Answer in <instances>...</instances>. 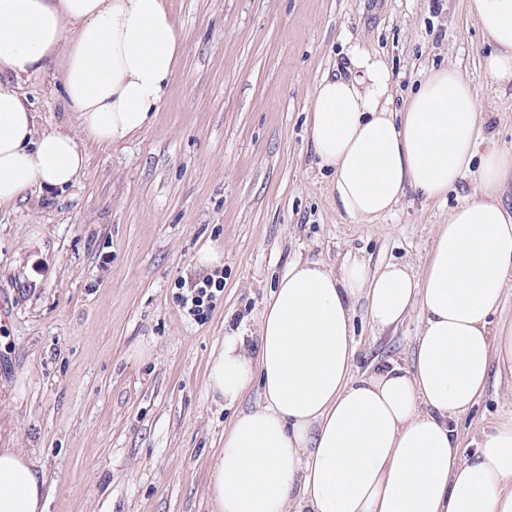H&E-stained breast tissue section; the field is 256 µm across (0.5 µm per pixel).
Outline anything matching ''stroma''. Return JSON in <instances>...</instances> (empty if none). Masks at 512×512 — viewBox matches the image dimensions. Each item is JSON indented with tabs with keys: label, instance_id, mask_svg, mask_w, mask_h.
I'll return each instance as SVG.
<instances>
[{
	"label": "stroma",
	"instance_id": "35a3bbf8",
	"mask_svg": "<svg viewBox=\"0 0 512 512\" xmlns=\"http://www.w3.org/2000/svg\"><path fill=\"white\" fill-rule=\"evenodd\" d=\"M166 4L182 52L155 121L122 143L86 142L72 186L0 206V448L44 474L48 512H216L212 460L234 411L212 401L206 378L225 316L254 324L299 259L420 265L471 194L468 177L439 200L411 193L368 224L337 206L306 121L344 39L379 53L399 107L432 69L457 65L512 150V90L490 87L466 0ZM20 91L37 133L78 132L57 70ZM206 244L224 254V290L200 323L180 286L206 277L193 263ZM354 310L356 372L409 364L420 311L381 334L365 300ZM510 412L512 375L492 371L456 421L464 453Z\"/></svg>",
	"mask_w": 512,
	"mask_h": 512
}]
</instances>
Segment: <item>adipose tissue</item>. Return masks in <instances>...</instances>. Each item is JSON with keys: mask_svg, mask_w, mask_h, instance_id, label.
<instances>
[{"mask_svg": "<svg viewBox=\"0 0 512 512\" xmlns=\"http://www.w3.org/2000/svg\"><path fill=\"white\" fill-rule=\"evenodd\" d=\"M467 8L494 46L486 78L512 86V0ZM181 50L165 0H0V205L70 185L84 142L117 144L151 123ZM343 53L345 73L314 87L308 127L342 211L367 223L408 192L439 199L467 175L474 192L439 228L422 270L298 261L255 329L225 333L208 394L232 406L256 383L262 402L224 434L212 468L217 512H512V415L467 459L452 425L491 366L512 373V332L490 320L512 288V208L502 200L512 152L484 133L480 94L456 68L432 71L397 111L383 59L352 39ZM57 64L75 134L36 133L14 85ZM361 297L381 331L421 310L410 366L354 374ZM47 503L43 475L19 449L0 448V512H47Z\"/></svg>", "mask_w": 512, "mask_h": 512, "instance_id": "ef3b65f1", "label": "adipose tissue"}]
</instances>
